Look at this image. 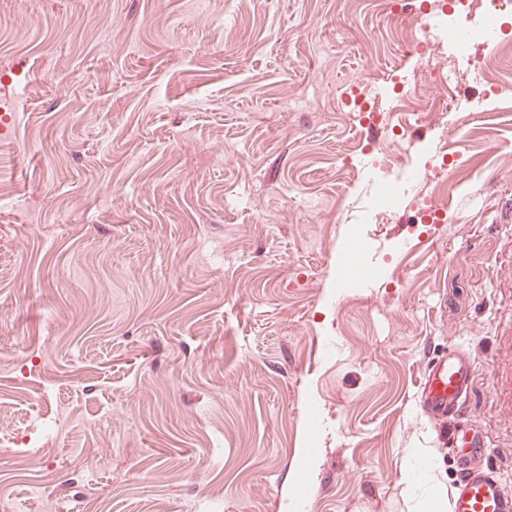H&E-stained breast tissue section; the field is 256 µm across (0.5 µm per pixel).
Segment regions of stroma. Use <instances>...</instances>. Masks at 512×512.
Here are the masks:
<instances>
[{
	"label": "stroma",
	"instance_id": "1",
	"mask_svg": "<svg viewBox=\"0 0 512 512\" xmlns=\"http://www.w3.org/2000/svg\"><path fill=\"white\" fill-rule=\"evenodd\" d=\"M485 3L427 0L512 44ZM415 42L383 0H0V512H427L451 346L512 453V112L491 45L441 35L433 74ZM440 145L448 221L417 226ZM474 360L468 349H448L426 366L418 392L419 407L424 415L439 425L448 440H457V431L467 416L466 399L472 386ZM455 445H452L453 447Z\"/></svg>",
	"mask_w": 512,
	"mask_h": 512
}]
</instances>
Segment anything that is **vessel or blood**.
<instances>
[{
  "instance_id": "1",
  "label": "vessel or blood",
  "mask_w": 512,
  "mask_h": 512,
  "mask_svg": "<svg viewBox=\"0 0 512 512\" xmlns=\"http://www.w3.org/2000/svg\"><path fill=\"white\" fill-rule=\"evenodd\" d=\"M474 360L463 347L450 349L426 366L418 392L419 407L436 422L440 433L458 430L467 416ZM456 457V475L449 487L450 512H512V492L502 483V471L492 461L479 433L463 441Z\"/></svg>"
}]
</instances>
